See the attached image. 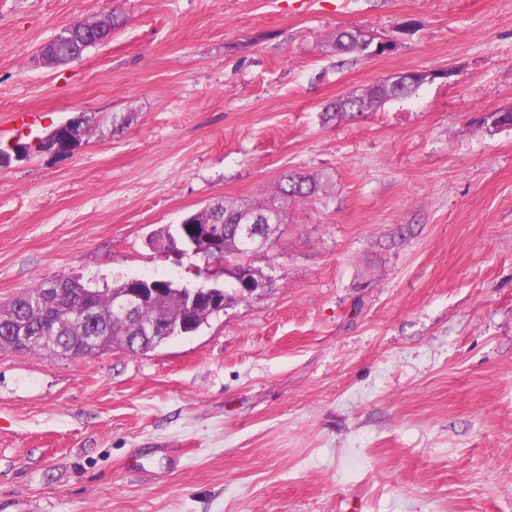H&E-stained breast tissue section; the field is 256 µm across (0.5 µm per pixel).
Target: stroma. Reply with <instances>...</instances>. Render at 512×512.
<instances>
[{"label": "stroma", "instance_id": "obj_1", "mask_svg": "<svg viewBox=\"0 0 512 512\" xmlns=\"http://www.w3.org/2000/svg\"><path fill=\"white\" fill-rule=\"evenodd\" d=\"M119 14L60 66L41 46ZM392 42L327 47L342 29ZM433 80L321 120L390 76ZM512 0H0V304L44 282L207 284L148 234L326 174L265 288L131 355L0 349V512H512ZM35 114L32 131L15 122ZM357 30L358 28L336 31V33L329 38L328 47L332 52L336 53V55L354 53L362 57H372L374 55L383 54L382 52L379 54L372 53V46L363 39L361 40L356 32ZM419 86L405 84L403 78L390 77L377 84L359 88L336 98L325 106L323 122L351 121L381 109L388 101L412 93Z\"/></svg>", "mask_w": 512, "mask_h": 512}]
</instances>
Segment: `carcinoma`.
I'll return each instance as SVG.
<instances>
[{"label":"carcinoma","mask_w":512,"mask_h":512,"mask_svg":"<svg viewBox=\"0 0 512 512\" xmlns=\"http://www.w3.org/2000/svg\"><path fill=\"white\" fill-rule=\"evenodd\" d=\"M328 47L336 54L354 53L372 57V46L361 40L356 30H340L328 41ZM415 87L405 84L395 76L377 84L359 88L336 98L325 106L323 122L351 121L362 118L381 109L388 101L412 93ZM91 119L80 114L73 121L74 145L78 146L91 133ZM334 185L327 178L319 176L290 174L286 182L279 183L276 190L261 200L222 199L207 205L199 211L185 215L183 224H208L218 220L227 225L224 234V259L238 260L235 267H224V275L233 277L234 270H245L254 277H260L259 270L244 262V259L266 250L277 238L281 224L285 223V202L323 201L333 193ZM263 220L261 233L269 236L266 241L255 240L250 247L243 248L236 228L249 226L256 219ZM127 287L122 280L105 288H94L75 278L57 279L46 284L27 288L17 294L8 304L0 305V326L10 327V333L0 331V349H18L15 337L23 332L42 336L24 350L46 357H91L119 348L132 355L154 350L165 341L160 332L149 334L156 323H167L180 328V320L186 315L193 317L194 324L188 328L192 334L220 311L206 304H190L191 288H179L164 279L153 280L149 297L138 311L135 322L139 331L131 333L126 323L113 315V300L121 296ZM46 288H82L95 308L94 335L97 339L89 343L88 324L84 319V308L76 301L62 299L54 302L44 294Z\"/></svg>","instance_id":"cac0c4a2"}]
</instances>
